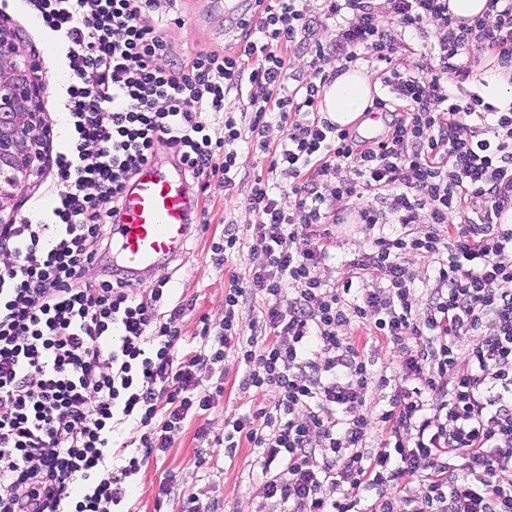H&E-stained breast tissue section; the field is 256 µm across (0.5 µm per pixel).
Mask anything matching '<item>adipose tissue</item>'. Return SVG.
<instances>
[{
  "instance_id": "obj_1",
  "label": "adipose tissue",
  "mask_w": 512,
  "mask_h": 512,
  "mask_svg": "<svg viewBox=\"0 0 512 512\" xmlns=\"http://www.w3.org/2000/svg\"><path fill=\"white\" fill-rule=\"evenodd\" d=\"M374 85L370 73L363 68L343 72L323 92V111L327 118L346 124L366 109Z\"/></svg>"
}]
</instances>
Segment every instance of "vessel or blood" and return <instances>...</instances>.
Masks as SVG:
<instances>
[{
    "instance_id": "b4317fda",
    "label": "vessel or blood",
    "mask_w": 512,
    "mask_h": 512,
    "mask_svg": "<svg viewBox=\"0 0 512 512\" xmlns=\"http://www.w3.org/2000/svg\"><path fill=\"white\" fill-rule=\"evenodd\" d=\"M199 219L180 167L152 158L123 193L112 229V259L133 277L153 275L184 256Z\"/></svg>"
}]
</instances>
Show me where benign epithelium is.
I'll use <instances>...</instances> for the list:
<instances>
[{
    "label": "benign epithelium",
    "mask_w": 512,
    "mask_h": 512,
    "mask_svg": "<svg viewBox=\"0 0 512 512\" xmlns=\"http://www.w3.org/2000/svg\"><path fill=\"white\" fill-rule=\"evenodd\" d=\"M35 68L15 32L0 25V214L18 209L14 189L33 175L36 146L49 138V124L33 109L41 92Z\"/></svg>",
    "instance_id": "benign-epithelium-1"
}]
</instances>
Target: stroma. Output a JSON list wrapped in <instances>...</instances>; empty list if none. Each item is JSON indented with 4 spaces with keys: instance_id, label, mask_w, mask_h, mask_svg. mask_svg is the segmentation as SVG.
I'll return each mask as SVG.
<instances>
[{
    "instance_id": "obj_1",
    "label": "stroma",
    "mask_w": 512,
    "mask_h": 512,
    "mask_svg": "<svg viewBox=\"0 0 512 512\" xmlns=\"http://www.w3.org/2000/svg\"><path fill=\"white\" fill-rule=\"evenodd\" d=\"M160 26L173 46L174 59H182L200 48L221 49L236 41L237 31L226 29L219 0H166L158 11ZM24 38L26 49L35 54L38 74L43 82L39 102L47 122H58L64 110L58 86L63 83L59 37L46 34L22 3L15 0L9 21ZM268 162L247 144H240L237 177L228 186L212 182L200 193L207 210L208 228L192 236L184 259L170 263L172 302L185 305L181 320L180 352H190L202 324H209L211 335H218L224 319V291L231 275H247L259 257L252 250L256 229L252 216L244 208L249 183ZM234 228L244 251L241 259L219 265L211 252L213 241L223 237L225 228ZM242 371L234 359L198 375L199 391L213 395L214 406L205 415L187 419L183 433L172 447L150 458L134 476L123 507L125 512H183L187 498H196L202 512H254L256 504L251 486L259 482L261 470L251 448H240L235 457L224 455L217 439L224 433V417L263 407L267 395L240 386ZM207 432L206 442L196 438L198 429ZM178 482L170 495L157 500V490L167 473Z\"/></svg>"
}]
</instances>
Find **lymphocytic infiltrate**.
Wrapping results in <instances>:
<instances>
[{
    "label": "lymphocytic infiltrate",
    "instance_id": "f902f5d3",
    "mask_svg": "<svg viewBox=\"0 0 512 512\" xmlns=\"http://www.w3.org/2000/svg\"><path fill=\"white\" fill-rule=\"evenodd\" d=\"M255 2L235 48L175 63L158 0H25L65 38L68 135L42 157L50 208L0 225L15 258L0 268V512L120 505L127 479L211 410L197 374L229 357L242 388L270 395L225 416L221 438L225 457L247 444L260 462L255 512L271 499L280 512H512V109L448 89L469 78L474 47L512 69V0H489L467 24L448 0H323L336 22L327 43L310 42L301 0ZM429 25L437 42L415 72L393 66V28ZM304 45L309 71L287 87L289 54ZM369 55L385 64L376 143L318 111L324 86ZM245 82L257 92L244 131L228 95ZM246 137L270 159L245 199L262 260L230 278L219 336L201 329L181 355L184 308L162 307L169 277L144 291L113 269L112 218L158 152L229 184ZM344 170L351 180L327 189ZM344 199L364 238L332 283L321 268ZM413 255L430 270L420 305ZM355 325L386 342L389 370H373L347 334Z\"/></svg>",
    "mask_w": 512,
    "mask_h": 512
}]
</instances>
